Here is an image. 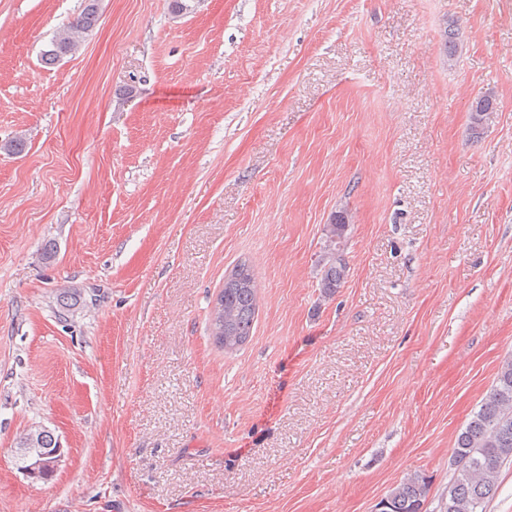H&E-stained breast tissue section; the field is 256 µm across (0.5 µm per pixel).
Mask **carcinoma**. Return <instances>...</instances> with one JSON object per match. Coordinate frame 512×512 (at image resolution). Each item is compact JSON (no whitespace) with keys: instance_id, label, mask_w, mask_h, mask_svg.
Returning <instances> with one entry per match:
<instances>
[{"instance_id":"obj_1","label":"carcinoma","mask_w":512,"mask_h":512,"mask_svg":"<svg viewBox=\"0 0 512 512\" xmlns=\"http://www.w3.org/2000/svg\"><path fill=\"white\" fill-rule=\"evenodd\" d=\"M99 19L98 0H85L78 27L91 30ZM67 29L56 32L49 49L43 53L51 64L75 52ZM463 51V43L452 28L445 30V57L448 66L455 65ZM497 103L490 94L475 98L469 108V135L481 139L490 113ZM348 214L338 212L325 226L323 271L319 280L324 298L335 295L347 278V265L342 258L343 242L348 227ZM258 286L251 266L240 262L224 276V286L212 301L209 313V336L226 353L239 351L251 338L257 306ZM59 444L44 428L30 430L19 437L16 447L18 469L35 479L54 472L59 457ZM512 464V357L501 363L495 384L483 398L457 434L450 457L451 477L441 498V512H486V504L497 492L503 467ZM429 494L426 479L411 475L393 487L384 500V512H427Z\"/></svg>"}]
</instances>
